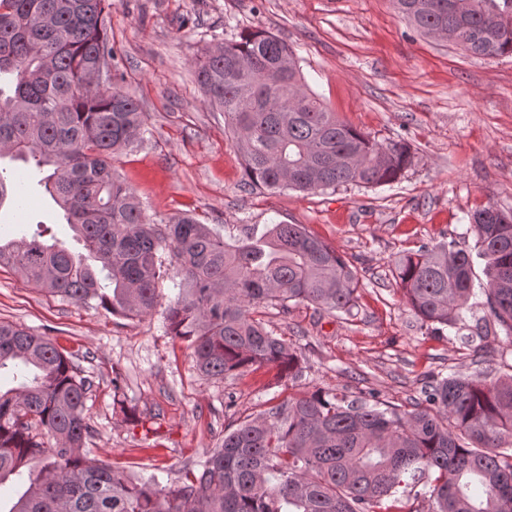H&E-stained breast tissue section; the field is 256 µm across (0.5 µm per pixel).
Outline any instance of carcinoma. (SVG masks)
I'll use <instances>...</instances> for the list:
<instances>
[{
    "label": "carcinoma",
    "instance_id": "cac0c4a2",
    "mask_svg": "<svg viewBox=\"0 0 512 512\" xmlns=\"http://www.w3.org/2000/svg\"><path fill=\"white\" fill-rule=\"evenodd\" d=\"M395 0L421 32L447 33L473 57L512 55V0ZM109 0H0V161L33 160L37 185L63 212L89 257L45 240L39 222L0 260L24 280L114 316L161 306L165 259L184 273L165 311L189 343L195 370L222 379L275 366L297 379L300 356L257 318L305 303L349 313L359 279L303 224L244 236L184 215L146 220L111 160L145 132L139 103L117 70L105 28ZM224 112L254 186L326 191L391 184L411 167V146L386 145L340 120L301 84L295 51L264 31L243 34L194 61ZM476 252L455 241L421 247L396 264L407 303L426 326L455 329L474 289V264L499 343L512 347V212L469 217ZM0 512H391L422 498L430 512H512V375L487 382L432 376L410 411L317 388L246 416L197 470L161 484L83 450L93 382L46 336L0 322Z\"/></svg>",
    "mask_w": 512,
    "mask_h": 512
}]
</instances>
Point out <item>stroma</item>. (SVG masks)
Listing matches in <instances>:
<instances>
[{"mask_svg": "<svg viewBox=\"0 0 512 512\" xmlns=\"http://www.w3.org/2000/svg\"><path fill=\"white\" fill-rule=\"evenodd\" d=\"M107 25L119 86L138 101L147 126L112 167L147 218L191 213L239 234L302 224L350 263L359 288L349 314L303 304L265 309L267 329L301 352L302 378L280 381L262 368L215 380L195 372L162 312L118 317L1 268L0 321L49 336L93 382L86 450L165 484L194 468L225 429L294 395L333 388L408 410L428 375L512 374V349L483 330L482 293L471 297L460 331L438 332L422 326L395 275L396 261L423 245L452 237L473 250L474 211H512V55H466L416 31L392 0H112ZM255 30L297 52L308 88L331 111L378 142L409 143L412 166L374 188L272 192L250 184L194 60L215 39ZM8 168L17 179L0 206V241L42 221L57 242L84 254L50 196L30 180L31 163Z\"/></svg>", "mask_w": 512, "mask_h": 512, "instance_id": "35a3bbf8", "label": "stroma"}]
</instances>
